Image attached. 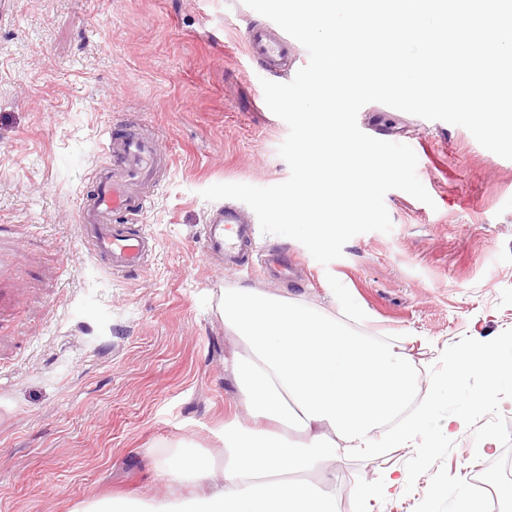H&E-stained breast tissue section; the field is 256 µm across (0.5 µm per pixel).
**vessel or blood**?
Segmentation results:
<instances>
[{"label":"vessel or blood","instance_id":"1","mask_svg":"<svg viewBox=\"0 0 512 512\" xmlns=\"http://www.w3.org/2000/svg\"><path fill=\"white\" fill-rule=\"evenodd\" d=\"M243 38L248 56L260 60L265 71L277 74L287 69L292 43L281 28L251 26ZM104 137L112 162L96 173L92 194L80 201L81 234L92 255L106 260L111 270L138 272L145 269L152 246L136 220L143 211L146 189L155 184L162 151L156 141L128 129L112 127ZM116 213L127 215L128 223H113ZM251 224V218L238 206L214 208L202 237L205 260L241 262L253 245Z\"/></svg>","mask_w":512,"mask_h":512}]
</instances>
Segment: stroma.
Segmentation results:
<instances>
[{
    "instance_id": "35a3bbf8",
    "label": "stroma",
    "mask_w": 512,
    "mask_h": 512,
    "mask_svg": "<svg viewBox=\"0 0 512 512\" xmlns=\"http://www.w3.org/2000/svg\"><path fill=\"white\" fill-rule=\"evenodd\" d=\"M264 16L243 0H6L0 6V512H73L81 503L170 487L153 460L188 441L217 455L225 420L244 409L224 373L237 348L221 292L254 288L338 314L352 305L375 339L405 341L418 392L442 351L512 329V160L463 127L381 103L357 116L409 145L433 199L385 196L390 233L350 239L321 265L298 241L258 234L260 254L299 257L302 277L271 281L208 267L201 236L218 183L271 186L289 174L287 124L266 105L245 29ZM154 133L171 167L140 219L156 243L144 271L97 262L79 232V198L109 157L106 128ZM444 465L467 479L502 450L454 435ZM413 448L337 462L348 485L379 489L372 512H414L385 488Z\"/></svg>"
}]
</instances>
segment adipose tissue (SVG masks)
I'll return each instance as SVG.
<instances>
[{
	"instance_id": "ef3b65f1",
	"label": "adipose tissue",
	"mask_w": 512,
	"mask_h": 512,
	"mask_svg": "<svg viewBox=\"0 0 512 512\" xmlns=\"http://www.w3.org/2000/svg\"><path fill=\"white\" fill-rule=\"evenodd\" d=\"M217 308L242 345L224 368L246 411L221 430L223 465L182 442L155 463L190 494L101 498L76 512H336V461L405 446L427 418L426 404L402 428L382 431L415 385L405 347L253 288L225 290Z\"/></svg>"
}]
</instances>
